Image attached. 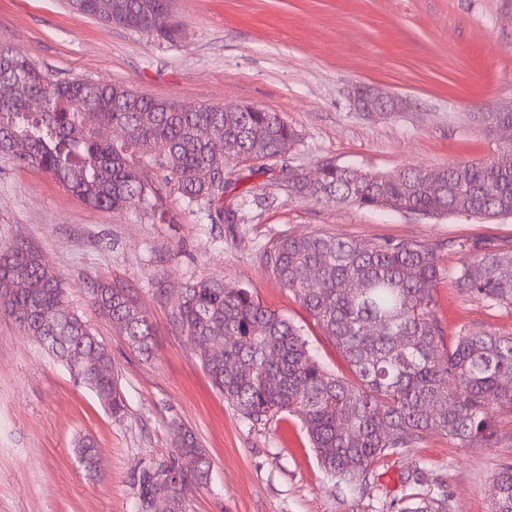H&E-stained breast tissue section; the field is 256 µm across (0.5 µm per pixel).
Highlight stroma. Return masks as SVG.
Masks as SVG:
<instances>
[{"instance_id": "stroma-1", "label": "stroma", "mask_w": 512, "mask_h": 512, "mask_svg": "<svg viewBox=\"0 0 512 512\" xmlns=\"http://www.w3.org/2000/svg\"><path fill=\"white\" fill-rule=\"evenodd\" d=\"M177 43L71 12L65 0H0V42L58 78L120 83L182 104H250L280 113L299 135L291 166L325 161L363 170L443 166L496 147L480 113L512 101V0H173ZM373 86L407 98L389 117L355 112ZM261 206L234 229L198 223L164 188L149 215L94 209L45 173L0 155V246L30 248L67 286L72 307L112 354L127 411L112 417L66 369L0 314V512H137V476L172 450V424L190 430L210 461L206 486L184 512H400L408 495L446 493L451 512H488L493 476L512 460V427L491 448L432 435L385 459L363 496L336 488L300 419L254 424L216 391L170 313L186 285L221 277L248 288L300 326L331 370L348 367L304 307L268 275L264 249L279 237L325 231L358 240L408 238L453 269L464 241L512 243V218H426L288 195L272 174L246 181ZM103 280L130 289L153 329L145 357L90 303ZM447 331L512 329V315L436 290ZM92 438L96 469L74 446ZM422 463L419 484L408 482Z\"/></svg>"}]
</instances>
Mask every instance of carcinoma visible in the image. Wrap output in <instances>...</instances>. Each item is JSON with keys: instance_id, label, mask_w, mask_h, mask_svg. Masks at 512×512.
Instances as JSON below:
<instances>
[{"instance_id": "cac0c4a2", "label": "carcinoma", "mask_w": 512, "mask_h": 512, "mask_svg": "<svg viewBox=\"0 0 512 512\" xmlns=\"http://www.w3.org/2000/svg\"><path fill=\"white\" fill-rule=\"evenodd\" d=\"M67 5L168 43L180 38L171 0ZM2 87L0 154L44 172L94 209L153 211L152 171L174 184L199 221L232 225L230 216L257 200L251 188H240L247 175L226 178L224 166L260 160L268 169L299 142L277 112L188 110L120 84L55 79L0 44ZM34 98L42 99V108H32ZM90 109L98 113L94 125L85 120ZM480 122L496 131L512 125V112H487ZM114 127L125 130L123 139H112ZM288 194L427 217H511L512 142L483 158L394 172L326 161L315 185L298 176L288 182ZM460 252V263L447 273L433 247L407 238L355 240L320 232L284 236L262 253L265 270L331 339L349 377L326 368L301 328L248 289L219 278L183 289L171 327L190 340L228 404L253 423L281 411L298 414L327 477L360 493L386 457L429 435L491 448L497 423L512 422V332L463 326L450 338L434 299L446 278L457 293L512 315V247L475 238ZM90 295L134 350L151 354L152 326L128 290L100 282ZM0 312L62 362L113 417L125 414L109 350L71 309L65 285L21 245L0 248ZM226 336L233 342L222 353L210 350L207 342ZM172 434V453L140 471L138 512L156 496L166 500L168 512H183L190 488L207 481L209 462L196 437L180 425ZM78 454L85 466H95L92 440L81 441ZM401 512H450L448 496L412 499ZM490 512H512V462L493 478Z\"/></svg>"}]
</instances>
